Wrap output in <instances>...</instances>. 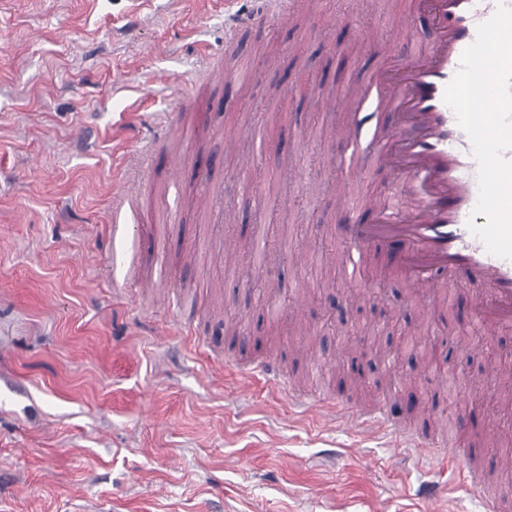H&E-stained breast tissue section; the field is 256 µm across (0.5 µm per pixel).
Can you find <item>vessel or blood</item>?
<instances>
[{
  "label": "vessel or blood",
  "instance_id": "1",
  "mask_svg": "<svg viewBox=\"0 0 512 512\" xmlns=\"http://www.w3.org/2000/svg\"><path fill=\"white\" fill-rule=\"evenodd\" d=\"M512 0H412L385 37H368L349 44V52L367 54L380 61L368 77L338 86L335 98H325L321 108L335 110L338 104H364L379 123L370 135L347 120L332 131L335 140L349 147L348 173L337 189V207L344 217L337 225L338 238L349 252L364 256L380 250L402 272L415 296L443 301L455 287L475 288L471 303L476 322L488 332L512 328V259L489 253L468 222L484 225V216L474 215L478 200V164L469 136L444 103L446 85L460 68L464 50L476 38L480 23L491 18L498 6ZM313 0H253L248 10L229 13L224 28L234 35L259 23L291 24L299 8H312ZM431 30L428 39L414 34L415 21ZM410 43L404 56H397L400 43ZM203 71L209 80L253 83L256 73L243 67L227 73L217 57H208ZM140 153L129 158L131 172L117 183L113 213L121 215L132 199L133 180H145ZM375 168L392 175V189L385 195L359 194L355 184L364 169ZM265 383L276 385L297 409L307 411L318 401L295 392L276 361L257 366ZM395 398L387 394L375 411L353 410L343 403L327 411L349 420L361 437H370L393 425ZM446 424L430 430L414 427L394 437L399 447L437 451L456 465L457 485L476 489L484 512H512V499L482 473L472 448L448 441Z\"/></svg>",
  "mask_w": 512,
  "mask_h": 512
}]
</instances>
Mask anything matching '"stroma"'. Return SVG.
<instances>
[{
  "label": "stroma",
  "instance_id": "35a3bbf8",
  "mask_svg": "<svg viewBox=\"0 0 512 512\" xmlns=\"http://www.w3.org/2000/svg\"><path fill=\"white\" fill-rule=\"evenodd\" d=\"M328 3L349 14L345 27L306 13L228 46L222 0H0V512H440L450 497L453 512H478L477 493L455 487L447 467L395 459L381 435L322 427L240 374L269 357L327 401L378 400L347 384L353 364L337 337L317 352L301 342L302 326L320 328L329 300L344 299L320 242L334 236L333 179L347 164L342 145L302 149L296 135L344 120L316 111L318 94L370 63L339 47L389 23L382 0ZM270 33L283 53L254 84H199L187 105L173 95L205 53L232 71L260 61ZM143 112L171 113L177 130L156 145L139 222L120 243L112 186ZM229 126L255 152L256 187L224 152ZM290 165L304 182L271 185ZM203 195L210 209L195 205ZM259 231L304 255L226 268L225 240L246 254ZM356 281L407 330L428 324L419 354L481 379L460 410L437 381L412 387L413 415L458 412L489 480L512 497V470L485 428H512L505 384L489 375L512 369V329L477 327L464 289L424 318L378 258ZM421 482L438 495L417 496Z\"/></svg>",
  "mask_w": 512,
  "mask_h": 512
}]
</instances>
